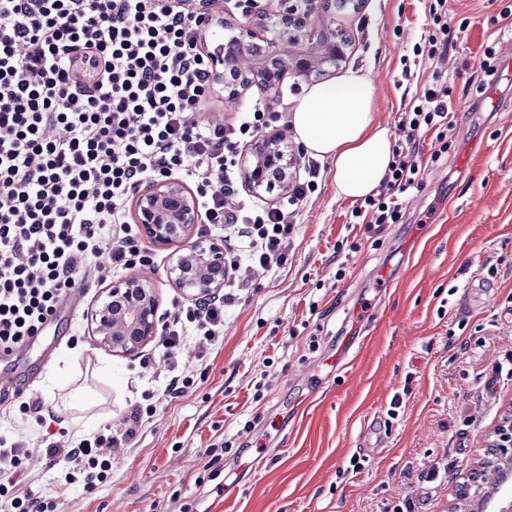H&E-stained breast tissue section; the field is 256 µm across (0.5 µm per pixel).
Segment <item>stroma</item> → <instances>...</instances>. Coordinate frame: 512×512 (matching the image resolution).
Listing matches in <instances>:
<instances>
[{"label":"stroma","instance_id":"1","mask_svg":"<svg viewBox=\"0 0 512 512\" xmlns=\"http://www.w3.org/2000/svg\"><path fill=\"white\" fill-rule=\"evenodd\" d=\"M432 0H364L323 15L347 37L324 81L351 70L378 82L376 123L397 130L400 112L434 70L448 76L452 146L419 140L423 187L403 194L402 223L381 233L355 223L337 197L330 161L298 206L288 263L253 269L224 309V334L185 337L175 359L162 336L132 355L92 336L86 310L105 280L81 283V310L61 321L52 359L33 385L0 404V429L20 428L39 447V412L82 390L54 424L64 445L142 420L115 452L105 482L70 486L46 465L24 466V486L60 512H382L412 498L415 512L468 501L460 485L512 413V0H448L457 30L443 58L416 56ZM497 71L480 69L486 47ZM279 113L262 137L299 142L298 96L248 89ZM153 259L161 322L191 298L169 278L170 252L142 240ZM348 362L339 371L331 359ZM185 374L181 393L165 395ZM448 467L428 483L423 472Z\"/></svg>","mask_w":512,"mask_h":512}]
</instances>
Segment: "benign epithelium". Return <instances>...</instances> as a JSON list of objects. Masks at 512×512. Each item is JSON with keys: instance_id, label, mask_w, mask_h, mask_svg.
I'll list each match as a JSON object with an SVG mask.
<instances>
[{"instance_id": "1", "label": "benign epithelium", "mask_w": 512, "mask_h": 512, "mask_svg": "<svg viewBox=\"0 0 512 512\" xmlns=\"http://www.w3.org/2000/svg\"><path fill=\"white\" fill-rule=\"evenodd\" d=\"M334 8L336 0H310L302 12L292 6L267 11L259 18L258 27L244 25L235 29V57H211L216 79L224 78L227 68L239 77V87L224 96L225 107L235 108L242 91L257 82L273 88L290 70L300 76H317L324 72V65L339 61L345 39L325 37L316 24V16ZM244 164L248 182L256 193H281L288 188L297 158L288 153L281 139L269 138L256 143ZM133 221L158 248L188 241L186 247L172 252L169 278L198 303L215 297L224 283V245L212 240H190L194 226L200 223L193 192L175 178L149 180L134 192ZM153 275V270L143 268L133 277L103 289L87 313L91 331L101 344L132 354L158 334ZM491 455L488 463L498 475L497 482L490 488L476 485L474 496L485 512H512V429L499 435Z\"/></svg>"}]
</instances>
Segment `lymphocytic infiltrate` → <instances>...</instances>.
Listing matches in <instances>:
<instances>
[{
  "label": "lymphocytic infiltrate",
  "mask_w": 512,
  "mask_h": 512,
  "mask_svg": "<svg viewBox=\"0 0 512 512\" xmlns=\"http://www.w3.org/2000/svg\"><path fill=\"white\" fill-rule=\"evenodd\" d=\"M210 23L172 0H0V345L18 346L55 315L86 263L109 245V269L148 264L127 220L129 198L151 177H177L195 188L208 228L227 230L243 260L279 269L288 261L290 207L318 186L308 161L286 204L263 209L225 199L237 191L239 148L267 123L253 104L224 126L199 117L211 86L201 33ZM448 80H432L401 112L407 150H394L378 196L352 211L363 224L400 223V194L420 188L417 137L434 133L447 152ZM61 137H48L51 129ZM224 300L177 310L164 346L182 337L220 335ZM135 428L62 447L44 434V452L66 484L104 481L112 451ZM30 450L22 432L0 433V512H46L16 476Z\"/></svg>",
  "instance_id": "f902f5d3"
}]
</instances>
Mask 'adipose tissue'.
I'll use <instances>...</instances> for the list:
<instances>
[{
  "label": "adipose tissue",
  "instance_id": "obj_1",
  "mask_svg": "<svg viewBox=\"0 0 512 512\" xmlns=\"http://www.w3.org/2000/svg\"><path fill=\"white\" fill-rule=\"evenodd\" d=\"M376 92L368 74L351 70L309 88L293 113L299 141L331 162L336 194L344 199L374 193L392 160L389 130L373 121Z\"/></svg>",
  "mask_w": 512,
  "mask_h": 512
}]
</instances>
